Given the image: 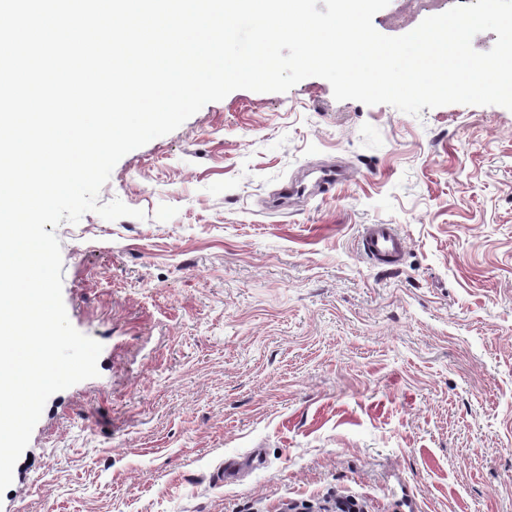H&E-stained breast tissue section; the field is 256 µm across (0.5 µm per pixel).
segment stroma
Listing matches in <instances>:
<instances>
[{"label": "stroma", "mask_w": 512, "mask_h": 512, "mask_svg": "<svg viewBox=\"0 0 512 512\" xmlns=\"http://www.w3.org/2000/svg\"><path fill=\"white\" fill-rule=\"evenodd\" d=\"M116 199L144 219L55 230L99 375L48 399L0 512H512V111L236 90L122 157ZM366 224L406 237L397 267ZM367 258L380 265H395L406 251V239L391 224H367L362 230Z\"/></svg>", "instance_id": "35a3bbf8"}]
</instances>
